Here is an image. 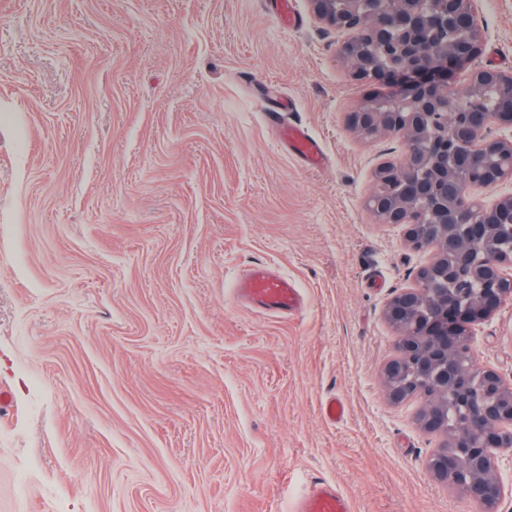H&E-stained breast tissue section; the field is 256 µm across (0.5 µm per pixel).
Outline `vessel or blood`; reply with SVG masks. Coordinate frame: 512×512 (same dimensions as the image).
Masks as SVG:
<instances>
[{
  "label": "vessel or blood",
  "instance_id": "obj_1",
  "mask_svg": "<svg viewBox=\"0 0 512 512\" xmlns=\"http://www.w3.org/2000/svg\"><path fill=\"white\" fill-rule=\"evenodd\" d=\"M281 135L284 143L310 166L321 165L320 149L303 129L285 127ZM236 294L253 307L275 313L295 310L300 304V294L293 283L262 263L252 265L238 280ZM298 512H352V507L334 485L318 481L301 500Z\"/></svg>",
  "mask_w": 512,
  "mask_h": 512
}]
</instances>
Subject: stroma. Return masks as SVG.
I'll use <instances>...</instances> for the list:
<instances>
[{
  "label": "stroma",
  "mask_w": 512,
  "mask_h": 512,
  "mask_svg": "<svg viewBox=\"0 0 512 512\" xmlns=\"http://www.w3.org/2000/svg\"><path fill=\"white\" fill-rule=\"evenodd\" d=\"M272 2L0 0V512H296L315 478L353 512H479L382 391L427 256L364 201L404 145L348 127L377 84ZM478 10L476 65L512 72V0ZM280 98L324 168L263 119ZM256 262L299 314L233 299ZM474 354L512 384V303Z\"/></svg>",
  "instance_id": "35a3bbf8"
}]
</instances>
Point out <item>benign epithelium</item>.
<instances>
[{"label":"benign epithelium","mask_w":512,"mask_h":512,"mask_svg":"<svg viewBox=\"0 0 512 512\" xmlns=\"http://www.w3.org/2000/svg\"><path fill=\"white\" fill-rule=\"evenodd\" d=\"M308 3L317 22L348 35L340 54L354 77L386 88L348 113L349 127L405 145L376 166L365 207L431 252L384 309L398 335L385 395L422 401L419 426L447 437L429 472L496 512L501 453L512 456V387L482 367L473 381L461 354L474 361L476 326L512 301V193L485 196L512 183V72L471 66L482 40L477 0ZM465 68L466 85L451 89L449 76Z\"/></svg>","instance_id":"obj_1"}]
</instances>
